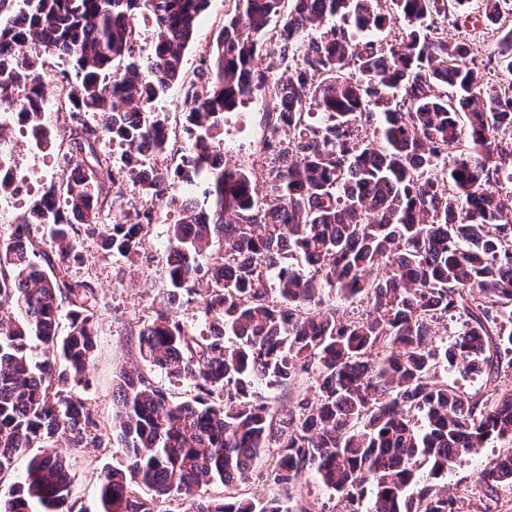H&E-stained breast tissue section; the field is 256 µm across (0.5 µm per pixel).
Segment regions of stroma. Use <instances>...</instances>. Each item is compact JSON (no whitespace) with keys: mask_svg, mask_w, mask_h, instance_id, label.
I'll return each mask as SVG.
<instances>
[{"mask_svg":"<svg viewBox=\"0 0 512 512\" xmlns=\"http://www.w3.org/2000/svg\"><path fill=\"white\" fill-rule=\"evenodd\" d=\"M234 8L233 0H208L197 25L194 39L185 53L184 76L194 78L199 57L224 26V18ZM442 25L450 38L466 41L475 65H484L496 51L495 26L484 22H456L446 16ZM155 112L164 116L168 125L178 128L174 142L176 152L164 164L175 167L181 154L187 153L190 141L184 126V105L178 88L154 102ZM262 106L252 101L224 115V142L232 151L226 161L261 173L269 159L260 154L259 145L266 135ZM5 135L14 148V164L24 184L20 196L0 194V210L17 215L45 186L58 184L67 177L66 167L56 157L35 147L27 131L9 128ZM157 220L150 226L149 243L133 258L112 255L100 246L97 234L80 229L75 246L79 255L70 263L67 274L71 280L91 283L96 290V350L91 384L83 397L96 414L102 439L100 447H72L67 438H59L53 448L70 463L73 478V512H97L98 482L104 470L123 464L122 453L112 446V426L116 407L113 383L123 371L140 365L137 333L151 321L166 291L165 261L169 247L168 226L175 220L173 210L156 205ZM512 454V442L498 440L462 457L448 471L447 478L437 479V486L447 487L451 495L461 498L465 512H512V486L499 487L493 497L481 492L482 471L500 458ZM249 496L276 497L291 512H339L341 505L334 493L326 489L315 472H303L289 488L278 489L252 478L243 484Z\"/></svg>","mask_w":512,"mask_h":512,"instance_id":"1","label":"stroma"}]
</instances>
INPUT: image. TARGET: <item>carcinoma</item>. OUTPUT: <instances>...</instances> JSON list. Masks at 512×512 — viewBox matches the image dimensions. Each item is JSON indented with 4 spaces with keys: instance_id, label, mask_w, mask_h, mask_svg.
Returning a JSON list of instances; mask_svg holds the SVG:
<instances>
[{
    "instance_id": "cac0c4a2",
    "label": "carcinoma",
    "mask_w": 512,
    "mask_h": 512,
    "mask_svg": "<svg viewBox=\"0 0 512 512\" xmlns=\"http://www.w3.org/2000/svg\"><path fill=\"white\" fill-rule=\"evenodd\" d=\"M25 2L8 14L0 0V100L20 102L36 146L67 157L69 171L0 240V308L17 310L0 322V472L58 435L99 442L80 396L91 383L95 289L66 273L79 258L76 226L130 257L164 202L177 214L165 307L139 329L138 349L196 394L177 400L138 369L117 377L112 438L126 465L101 476L100 512H156L172 493L184 512H288L276 497L198 495L216 481L249 482L269 448L278 452L268 480L288 487L313 470L342 512H360L361 500L367 512H462L419 467L445 477L474 449L512 441V395L498 394L512 372V194L497 189L512 185V93L482 78L467 43L432 33L443 8L472 5L475 19L496 24L512 0H234L190 81L184 54L208 0ZM140 10L153 23L146 58L130 26ZM394 20L406 26L400 42L351 43L348 30L371 35ZM45 53L76 72L59 94L67 142L43 119ZM494 60L512 75V28ZM176 84L191 146L175 174L204 184L202 204L169 194V169L158 166L168 143L151 106ZM262 95L271 159L259 184L212 154L224 149V113ZM106 140L122 148L119 161L99 148ZM123 181L135 190L125 202L111 196ZM34 224L49 228L51 250ZM217 240L224 254L210 258ZM328 293L369 309L344 317L323 305ZM194 295L205 334L177 317ZM450 317L458 334L438 345L432 336ZM442 364L484 376L483 386L459 392L440 379ZM306 377L317 399L301 392L285 414L257 395ZM502 484L512 485V456L483 475L492 495ZM72 493L63 457L34 456L0 512H71Z\"/></svg>"
}]
</instances>
